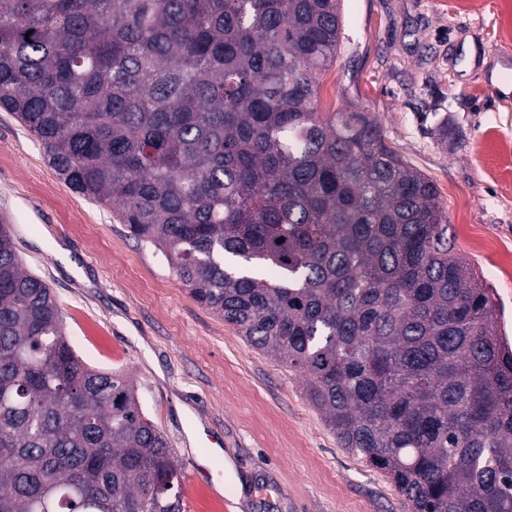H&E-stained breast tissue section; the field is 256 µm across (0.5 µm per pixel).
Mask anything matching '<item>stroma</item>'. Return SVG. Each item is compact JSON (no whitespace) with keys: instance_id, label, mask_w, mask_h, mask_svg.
I'll return each mask as SVG.
<instances>
[{"instance_id":"obj_1","label":"stroma","mask_w":512,"mask_h":512,"mask_svg":"<svg viewBox=\"0 0 512 512\" xmlns=\"http://www.w3.org/2000/svg\"><path fill=\"white\" fill-rule=\"evenodd\" d=\"M344 46L322 111L352 102L436 185L448 235L512 337V0H344ZM448 119V137L436 133ZM25 269L52 288L91 366L125 371L182 470L222 444L233 496L183 480L186 512H410L380 471L341 448L298 372L196 302L111 208L85 199L0 110V211Z\"/></svg>"}]
</instances>
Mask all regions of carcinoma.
I'll return each mask as SVG.
<instances>
[{
	"instance_id": "cac0c4a2",
	"label": "carcinoma",
	"mask_w": 512,
	"mask_h": 512,
	"mask_svg": "<svg viewBox=\"0 0 512 512\" xmlns=\"http://www.w3.org/2000/svg\"><path fill=\"white\" fill-rule=\"evenodd\" d=\"M342 2L0 0V109L302 374L411 512H512V347L481 277L377 122L320 110ZM181 475L133 382L76 355L0 220V512H184Z\"/></svg>"
}]
</instances>
